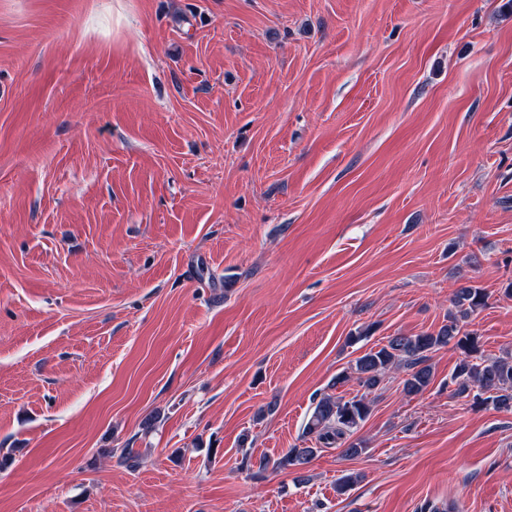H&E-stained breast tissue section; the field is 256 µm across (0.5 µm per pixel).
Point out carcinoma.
<instances>
[{
    "instance_id": "carcinoma-1",
    "label": "carcinoma",
    "mask_w": 512,
    "mask_h": 512,
    "mask_svg": "<svg viewBox=\"0 0 512 512\" xmlns=\"http://www.w3.org/2000/svg\"><path fill=\"white\" fill-rule=\"evenodd\" d=\"M487 294L475 285L461 286L451 298L453 310L448 312V323L436 332L415 336L397 335L377 348H371L358 357L354 374L343 371L336 375L334 385H345L356 380L360 391L350 398L343 395L321 397L305 424L304 437L315 441L313 446H294L273 462L260 461L259 469L272 467L275 471L300 470L317 456L322 448H342L345 457H357L365 448L351 435L368 418L371 412V392L378 388L383 376L393 365L407 370L404 390L409 395L424 392L432 382L433 374L428 364L430 353L453 345L460 351V359L448 384L454 386L455 397L472 398L478 407L491 404L497 409L512 407V354L486 359L482 355L480 337L466 329L470 316L485 306Z\"/></svg>"
}]
</instances>
